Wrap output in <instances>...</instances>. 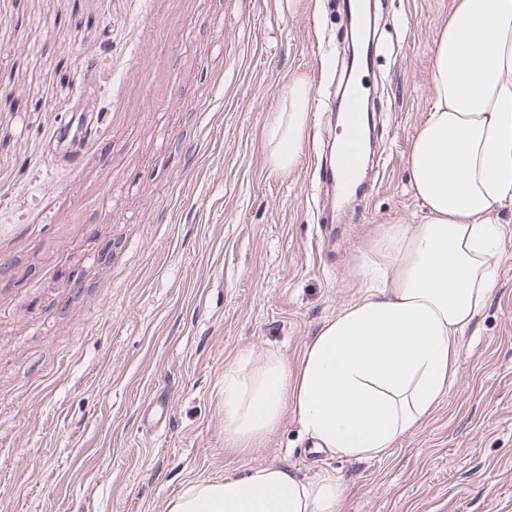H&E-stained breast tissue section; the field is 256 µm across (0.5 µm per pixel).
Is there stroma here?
Segmentation results:
<instances>
[{
    "label": "stroma",
    "instance_id": "35a3bbf8",
    "mask_svg": "<svg viewBox=\"0 0 512 512\" xmlns=\"http://www.w3.org/2000/svg\"><path fill=\"white\" fill-rule=\"evenodd\" d=\"M454 0H375L365 82L383 173L320 217L340 0H0V512H166L198 479L279 463L339 477L341 512H512V259L437 411L386 456L316 451L292 414L224 445V371L296 363L363 293L384 225L421 223L410 142ZM311 91L288 174L263 128ZM86 122L83 147L58 140Z\"/></svg>",
    "mask_w": 512,
    "mask_h": 512
}]
</instances>
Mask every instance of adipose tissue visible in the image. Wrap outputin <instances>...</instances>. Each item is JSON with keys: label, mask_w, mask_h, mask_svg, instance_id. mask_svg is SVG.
<instances>
[{"label": "adipose tissue", "mask_w": 512, "mask_h": 512, "mask_svg": "<svg viewBox=\"0 0 512 512\" xmlns=\"http://www.w3.org/2000/svg\"><path fill=\"white\" fill-rule=\"evenodd\" d=\"M433 53L434 104L408 152L422 223L384 227L360 259L362 296L318 330L296 364L247 352L225 371L219 409L229 448L261 446L289 412L317 449L380 457L457 379L459 336L512 257L494 217L512 204V0H456ZM309 101L307 81L291 80L266 124L273 172L296 166ZM342 498L333 476L306 480L265 463L194 481L166 512H340Z\"/></svg>", "instance_id": "ef3b65f1"}]
</instances>
